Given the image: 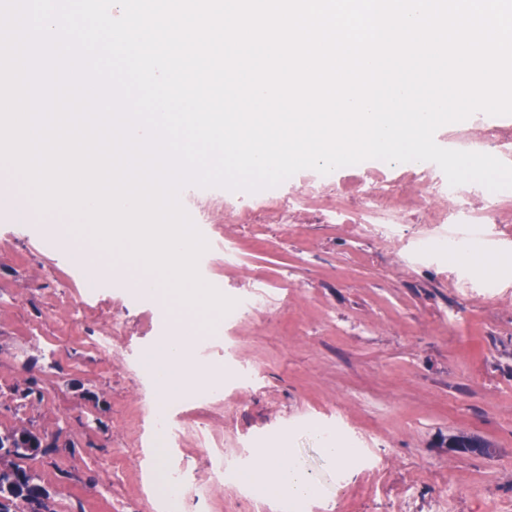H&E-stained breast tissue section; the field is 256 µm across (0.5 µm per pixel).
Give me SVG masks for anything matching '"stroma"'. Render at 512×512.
<instances>
[{"instance_id": "obj_1", "label": "stroma", "mask_w": 512, "mask_h": 512, "mask_svg": "<svg viewBox=\"0 0 512 512\" xmlns=\"http://www.w3.org/2000/svg\"><path fill=\"white\" fill-rule=\"evenodd\" d=\"M418 170L367 159L336 169L324 199L281 220L262 192L234 191L212 213L209 237L224 253L205 281L251 309L224 322L222 340L196 347L224 370V393L161 400L142 370L158 312L112 282L80 315V279L55 247L72 227L63 212L19 227L0 219V432L58 434L59 452L31 460L52 512H155L149 474L157 453L151 414L169 403L184 424L167 463L189 484L213 469L246 471L280 433L322 486L304 512H512V189L471 183L449 195L435 170L428 212L365 231L326 224L325 203H353L359 184L385 180L396 195L418 190ZM492 201L500 221L472 239L497 271L449 262L444 241L466 208ZM112 338V352L91 335ZM35 388L43 401L21 399ZM337 432L366 461L339 473L313 428ZM486 443L489 455L449 451L451 438ZM288 503L225 479L211 512H285Z\"/></svg>"}]
</instances>
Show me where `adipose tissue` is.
I'll return each mask as SVG.
<instances>
[{"mask_svg": "<svg viewBox=\"0 0 512 512\" xmlns=\"http://www.w3.org/2000/svg\"><path fill=\"white\" fill-rule=\"evenodd\" d=\"M192 344L193 338L188 334L167 336L151 351V363L160 374L161 397L218 384L217 374L195 361ZM248 476L262 495L284 490L290 498L301 501L317 496L321 490L319 481L305 465L282 448L256 449Z\"/></svg>", "mask_w": 512, "mask_h": 512, "instance_id": "ef3b65f1", "label": "adipose tissue"}]
</instances>
